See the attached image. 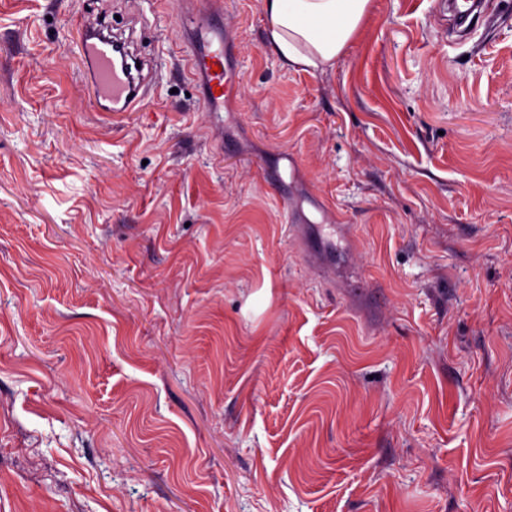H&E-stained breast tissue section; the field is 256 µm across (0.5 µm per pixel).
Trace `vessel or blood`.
Listing matches in <instances>:
<instances>
[{
  "instance_id": "1",
  "label": "vessel or blood",
  "mask_w": 512,
  "mask_h": 512,
  "mask_svg": "<svg viewBox=\"0 0 512 512\" xmlns=\"http://www.w3.org/2000/svg\"><path fill=\"white\" fill-rule=\"evenodd\" d=\"M220 4L221 0H201L198 7L180 14L190 31V73L201 86L205 112L211 114L223 111L225 97L239 90L231 49L234 38L222 22ZM77 50L81 62L92 70L91 98L111 101L116 112L136 111L145 97L146 78L124 60L111 38L101 35L98 20L82 22Z\"/></svg>"
}]
</instances>
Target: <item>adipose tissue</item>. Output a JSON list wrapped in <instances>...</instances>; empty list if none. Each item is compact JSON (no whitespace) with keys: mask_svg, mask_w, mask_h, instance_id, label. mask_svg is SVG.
Instances as JSON below:
<instances>
[{"mask_svg":"<svg viewBox=\"0 0 512 512\" xmlns=\"http://www.w3.org/2000/svg\"><path fill=\"white\" fill-rule=\"evenodd\" d=\"M371 0H262L267 44L285 65L319 68L359 33Z\"/></svg>","mask_w":512,"mask_h":512,"instance_id":"ef3b65f1","label":"adipose tissue"}]
</instances>
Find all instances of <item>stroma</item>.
<instances>
[{
  "label": "stroma",
  "instance_id": "1",
  "mask_svg": "<svg viewBox=\"0 0 512 512\" xmlns=\"http://www.w3.org/2000/svg\"><path fill=\"white\" fill-rule=\"evenodd\" d=\"M176 8L0 0V512H512V0H372L321 70L224 0L219 122ZM99 30L97 18L84 20L77 42L80 60L87 67L90 66L93 74L90 97L111 101L112 107L106 112H136L147 87V76L142 74L143 67L137 68L136 58L132 67L127 62V52L124 61L115 41L101 35Z\"/></svg>",
  "mask_w": 512,
  "mask_h": 512
}]
</instances>
